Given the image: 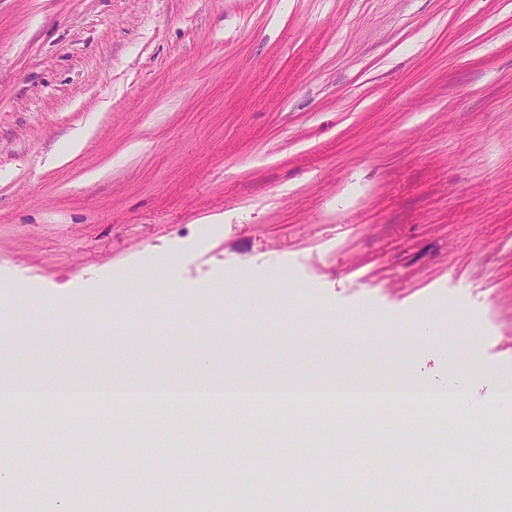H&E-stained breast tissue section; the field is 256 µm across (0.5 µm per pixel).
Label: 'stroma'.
Listing matches in <instances>:
<instances>
[{
    "instance_id": "1",
    "label": "stroma",
    "mask_w": 512,
    "mask_h": 512,
    "mask_svg": "<svg viewBox=\"0 0 512 512\" xmlns=\"http://www.w3.org/2000/svg\"><path fill=\"white\" fill-rule=\"evenodd\" d=\"M166 257L170 279L130 287ZM1 308L23 378L395 382L408 358L480 421L512 380V0H0ZM353 415L356 443L333 409L256 424L247 460L206 411L191 440L68 425L17 461L57 492L42 512L96 486L103 512H156L175 468L215 458L274 481L285 458L323 482L315 512H345L331 475L364 480L381 448L395 476L432 477L447 447L495 477L472 431ZM134 452L143 491L115 502Z\"/></svg>"
}]
</instances>
